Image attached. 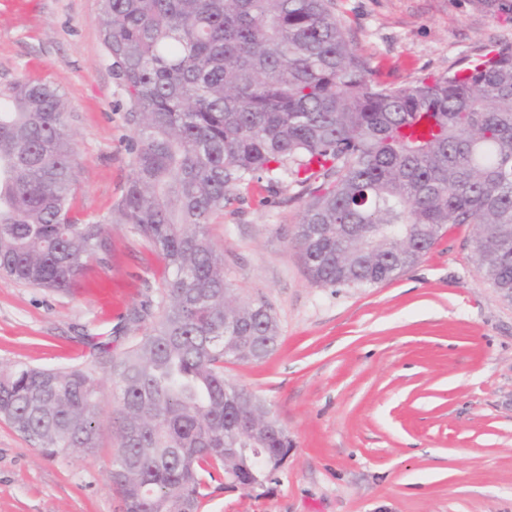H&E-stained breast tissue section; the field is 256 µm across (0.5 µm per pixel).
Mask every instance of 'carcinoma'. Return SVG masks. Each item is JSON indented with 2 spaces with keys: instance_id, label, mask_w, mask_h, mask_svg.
<instances>
[{
  "instance_id": "cac0c4a2",
  "label": "carcinoma",
  "mask_w": 512,
  "mask_h": 512,
  "mask_svg": "<svg viewBox=\"0 0 512 512\" xmlns=\"http://www.w3.org/2000/svg\"><path fill=\"white\" fill-rule=\"evenodd\" d=\"M129 97L131 174L120 223L168 277L162 315L111 365L125 512H200L223 474L262 488L285 429L224 363L278 344L264 298L234 296L208 226L246 196L307 197L293 238L311 280L362 288L413 267L450 224H473L484 280L512 300V44L480 63L391 86L371 78L336 0H100ZM75 140L52 83L0 85V275L70 294L105 267L103 221L79 224ZM98 381L80 368L0 369V418L44 455L98 448Z\"/></svg>"
}]
</instances>
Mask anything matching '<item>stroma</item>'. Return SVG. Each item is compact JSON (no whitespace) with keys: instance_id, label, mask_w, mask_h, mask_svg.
<instances>
[{"instance_id":"35a3bbf8","label":"stroma","mask_w":512,"mask_h":512,"mask_svg":"<svg viewBox=\"0 0 512 512\" xmlns=\"http://www.w3.org/2000/svg\"><path fill=\"white\" fill-rule=\"evenodd\" d=\"M0 0V84L45 79L67 100L81 221L107 218L108 267L62 295L0 278V367L78 366L101 383L99 447L43 455L0 420V512H122L109 361L159 321L164 267L119 223L131 173L128 98L97 24L100 0ZM374 79L407 86L512 43V0H336ZM303 200H246L209 233L241 298L266 299L280 344L224 378L262 400L292 446L275 480L246 492L210 482L203 512H512V302L473 259L471 224L396 279L314 284L291 239ZM141 320H130L131 311Z\"/></svg>"}]
</instances>
